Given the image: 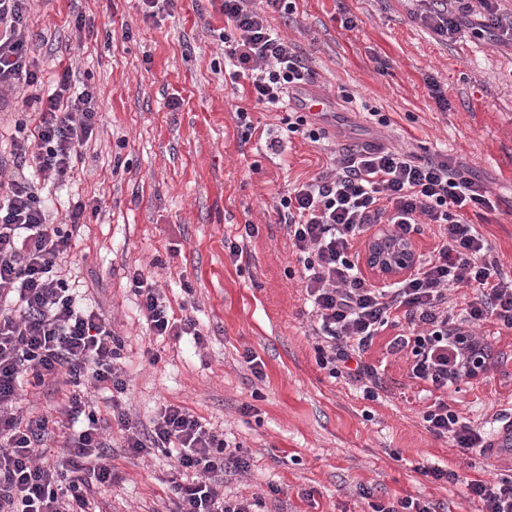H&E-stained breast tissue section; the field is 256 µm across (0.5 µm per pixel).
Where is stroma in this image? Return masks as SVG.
Listing matches in <instances>:
<instances>
[{"label": "stroma", "mask_w": 512, "mask_h": 512, "mask_svg": "<svg viewBox=\"0 0 512 512\" xmlns=\"http://www.w3.org/2000/svg\"><path fill=\"white\" fill-rule=\"evenodd\" d=\"M255 6L306 57L310 83L335 100L338 121L327 140L290 133L289 105H258L248 79L231 81L217 34L219 0H176L149 19L139 0H30L26 23L43 91L67 69L76 90L97 96L98 125L74 178L37 186L58 218L77 196L101 201L69 258L125 342L127 407L146 424L161 405H181L223 432L250 461L248 472L225 474L224 487L261 498L260 512H372L406 496L436 512H478L463 479H512V452L488 459L423 428L421 414L436 395L388 353L393 329L366 356L381 374L377 400L317 365L302 266L277 205L280 192L324 170L334 151L376 142L424 161L447 155L496 201L495 211L467 219L481 225L512 275V47L474 34L469 17L456 39L443 40L411 15L408 0H292L286 13L265 0ZM79 16L92 29H76ZM431 79L447 110L432 98ZM240 107L252 135L238 124ZM372 109L388 127L370 120ZM249 224L254 234H246ZM233 243L241 258L231 256ZM135 267L172 308L193 304L205 349L149 343L126 280ZM478 332L494 362L448 398L486 432L512 415V332L492 321ZM149 345L159 357L153 365ZM249 351L260 373L245 363ZM122 441L113 430L121 479L95 489L93 508L168 512L170 458L127 457ZM431 463L457 473L459 483L422 476L420 466Z\"/></svg>", "instance_id": "obj_1"}]
</instances>
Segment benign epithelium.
Listing matches in <instances>:
<instances>
[{
  "label": "benign epithelium",
  "mask_w": 512,
  "mask_h": 512,
  "mask_svg": "<svg viewBox=\"0 0 512 512\" xmlns=\"http://www.w3.org/2000/svg\"><path fill=\"white\" fill-rule=\"evenodd\" d=\"M363 261L368 273L386 284L415 273L419 252L415 240L408 234L401 237L386 226L371 229L363 243Z\"/></svg>",
  "instance_id": "obj_1"
}]
</instances>
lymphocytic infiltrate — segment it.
Listing matches in <instances>:
<instances>
[{
    "label": "lymphocytic infiltrate",
    "mask_w": 512,
    "mask_h": 512,
    "mask_svg": "<svg viewBox=\"0 0 512 512\" xmlns=\"http://www.w3.org/2000/svg\"><path fill=\"white\" fill-rule=\"evenodd\" d=\"M28 2L0 0V99L42 84L26 27ZM414 2L415 18L440 37L454 38L467 14L512 44V11L499 0ZM222 12L224 55L233 78L250 79L256 103L276 106L307 82L304 58L253 0H222ZM40 104L32 124H15L8 149H0V176L8 178L0 193V512H90L92 487L118 480L107 452L114 426L124 433L128 455L157 449L174 458L166 482L174 512H254L256 500L224 489L223 474L247 471L249 461L222 433L175 404L160 407L148 428L126 410L123 340L89 304L65 260L100 201L73 200L58 223L35 182L39 175L60 184L73 178L74 160L94 135L97 100L88 89L72 92L65 70ZM493 207L487 189L459 173L448 157L421 162L377 143L336 156L327 171L293 184L280 199L279 214L306 271L317 364L331 376L361 382L365 397L373 399L382 382L365 355L387 327L397 329L389 353L411 356L410 379L439 391L459 382L465 370L460 337L491 358V346L475 327L493 320L512 330V276L464 214ZM375 224L398 233L417 224L433 227L434 246L417 272L381 288L351 256L355 239ZM127 281L153 336H187L205 346L198 319L175 315L142 269L129 270ZM461 284L475 295L453 321L449 295ZM49 383L62 393L52 412L25 414V392ZM94 391L108 392L106 406L91 399ZM422 421L429 433L463 451L486 450L483 433L447 400L435 399ZM55 440L64 453L52 463L47 445ZM465 488L481 512H512L511 479H469Z\"/></svg>",
    "instance_id": "1"
}]
</instances>
